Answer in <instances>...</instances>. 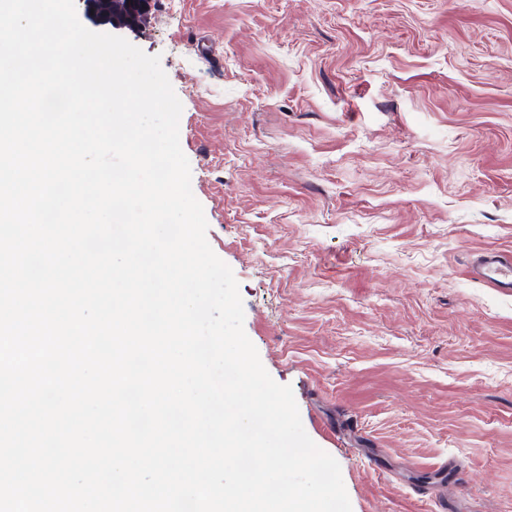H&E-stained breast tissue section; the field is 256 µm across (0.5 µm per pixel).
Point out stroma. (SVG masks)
Returning <instances> with one entry per match:
<instances>
[{"mask_svg":"<svg viewBox=\"0 0 512 512\" xmlns=\"http://www.w3.org/2000/svg\"><path fill=\"white\" fill-rule=\"evenodd\" d=\"M156 55L244 330L352 512H512V0H75ZM477 273L498 288L512 289V262L488 254L477 263Z\"/></svg>","mask_w":512,"mask_h":512,"instance_id":"stroma-1","label":"stroma"}]
</instances>
